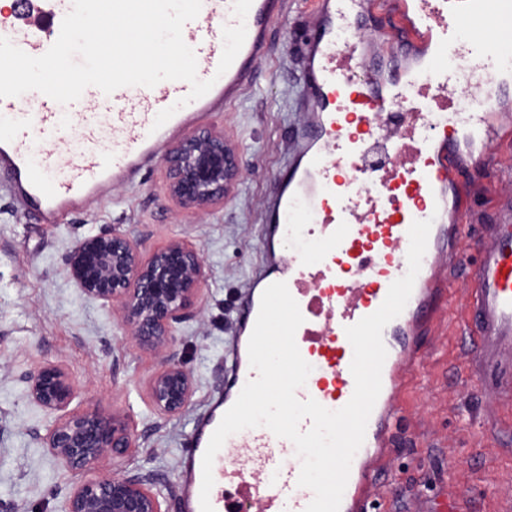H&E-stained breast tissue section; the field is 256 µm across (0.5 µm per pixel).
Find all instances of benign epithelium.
<instances>
[{
	"mask_svg": "<svg viewBox=\"0 0 512 512\" xmlns=\"http://www.w3.org/2000/svg\"><path fill=\"white\" fill-rule=\"evenodd\" d=\"M165 165L168 194L187 211L224 202L241 175L237 152L218 131L188 135L166 156ZM69 266L81 292L121 319L131 343L162 357L148 394L159 417L181 415L195 395V379L169 351L176 340L175 324L195 304L205 279L201 251L173 239L144 261L134 240L112 230L81 240L70 253ZM25 383L28 399L54 416L36 439L78 476L64 496L62 512H164L154 475L95 472L99 460L124 459L138 447L123 417L98 404L70 410L79 386L59 361L44 360L25 375Z\"/></svg>",
	"mask_w": 512,
	"mask_h": 512,
	"instance_id": "1",
	"label": "benign epithelium"
}]
</instances>
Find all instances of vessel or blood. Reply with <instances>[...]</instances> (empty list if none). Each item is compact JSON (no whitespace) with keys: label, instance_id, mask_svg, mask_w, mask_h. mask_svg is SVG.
<instances>
[{"label":"vessel or blood","instance_id":"b4317fda","mask_svg":"<svg viewBox=\"0 0 512 512\" xmlns=\"http://www.w3.org/2000/svg\"><path fill=\"white\" fill-rule=\"evenodd\" d=\"M21 2L0 37L29 55H43L58 38L73 0ZM282 5L283 0H252L245 42L221 74L222 30L237 22L233 0H203L197 18L184 25L183 39L200 61L199 79L213 86L193 101L189 83L169 80L108 95L87 87L84 98L108 100L106 112L82 111L77 101L62 105L37 91L0 98V192L18 213L34 212L42 223L57 224L106 186L137 184L172 135L230 105L251 85ZM371 10L370 0H317L303 51L308 110L292 163L266 210L264 247L272 270L252 281L238 310L223 396L200 415L186 440L179 488L187 512H201L202 459L212 434L257 376L241 338L253 330L261 289L285 282L304 317L295 340L312 371L298 399L340 409L354 392L353 348L345 329L373 314L390 285L405 275L408 230L413 221L428 219L427 249L409 301L382 333V389L339 509L364 512L372 488L365 471L389 441L399 376L414 362L433 311L437 260L457 250L464 234L447 198L448 182L458 173V135L464 131L479 142L478 161L484 148L504 136L491 112L459 111L453 89L475 73L499 92H512V84L500 78L504 47L469 34L478 18L511 25L512 0H412L395 56L371 53L358 39L370 27ZM402 100L409 104L406 121L394 130L380 124V116ZM171 106L175 114L154 128L157 114ZM304 224L318 225L320 253L308 259L297 252L291 261H280L278 249ZM472 247L475 261L460 291L473 342L470 371L489 374L494 397L512 403V220L490 225ZM300 468L293 443L267 428L229 436L213 464L214 512H305L313 493L298 486Z\"/></svg>","mask_w":512,"mask_h":512}]
</instances>
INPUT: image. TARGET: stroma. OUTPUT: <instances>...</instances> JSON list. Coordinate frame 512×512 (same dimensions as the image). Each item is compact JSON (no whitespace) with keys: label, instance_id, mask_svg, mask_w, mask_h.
I'll return each mask as SVG.
<instances>
[{"label":"stroma","instance_id":"stroma-1","mask_svg":"<svg viewBox=\"0 0 512 512\" xmlns=\"http://www.w3.org/2000/svg\"><path fill=\"white\" fill-rule=\"evenodd\" d=\"M269 32L270 51L240 98L196 123L223 132L243 162L241 176L210 210H182L169 196L164 162L141 183L108 187L91 207L42 224L17 213L0 195V512H60L73 477L40 447L36 432L52 417L29 402L23 377L43 359L61 361L80 391L73 409L98 404L125 416L140 446L124 464L150 472L168 512H183L177 491L185 436L210 398L224 387V354L244 290L265 263L262 203L274 195L301 128L302 39L315 0H284ZM491 168H469L455 194L467 235L505 215L512 201V139L490 148ZM116 229L138 243L142 259L179 238L201 249L206 280L176 326L171 352L196 379L191 405L160 418L147 382L161 359L132 346L111 308L84 296L67 262L91 234ZM429 349L400 377L398 422L387 460L375 469L374 512H444L460 498L465 512H512V405L498 404L468 368L471 342L458 302L435 299Z\"/></svg>","mask_w":512,"mask_h":512}]
</instances>
